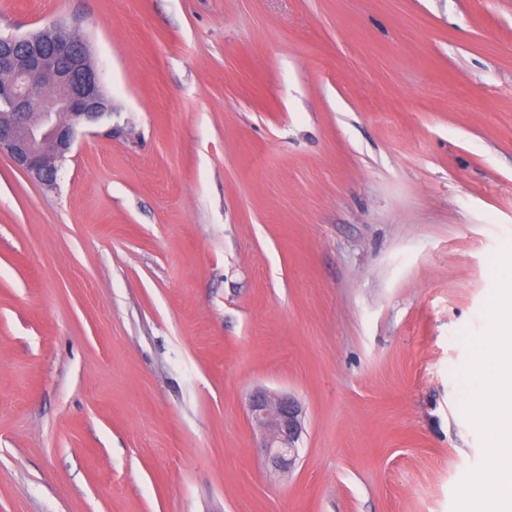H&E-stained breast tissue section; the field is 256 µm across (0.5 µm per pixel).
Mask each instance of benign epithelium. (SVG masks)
Here are the masks:
<instances>
[{
  "instance_id": "benign-epithelium-1",
  "label": "benign epithelium",
  "mask_w": 512,
  "mask_h": 512,
  "mask_svg": "<svg viewBox=\"0 0 512 512\" xmlns=\"http://www.w3.org/2000/svg\"><path fill=\"white\" fill-rule=\"evenodd\" d=\"M111 110L86 41L63 23L26 36L0 35V153L44 184L71 151L77 127ZM264 433L271 467L291 471L298 460L303 412L290 395L259 391L249 401Z\"/></svg>"
}]
</instances>
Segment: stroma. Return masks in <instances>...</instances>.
Listing matches in <instances>:
<instances>
[{"instance_id":"stroma-1","label":"stroma","mask_w":512,"mask_h":512,"mask_svg":"<svg viewBox=\"0 0 512 512\" xmlns=\"http://www.w3.org/2000/svg\"><path fill=\"white\" fill-rule=\"evenodd\" d=\"M111 110L0 155V512H452L512 239V0H0ZM303 409L270 471L257 390Z\"/></svg>"}]
</instances>
